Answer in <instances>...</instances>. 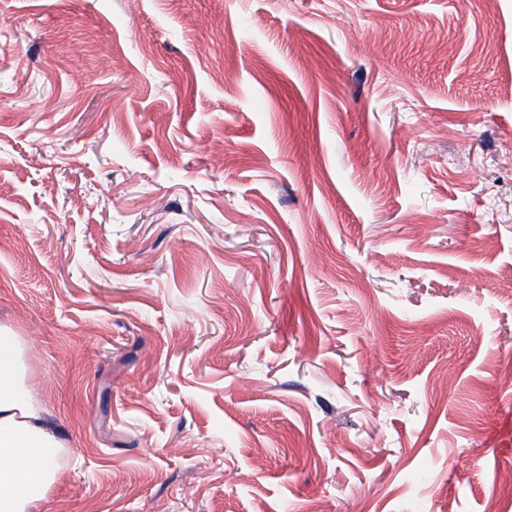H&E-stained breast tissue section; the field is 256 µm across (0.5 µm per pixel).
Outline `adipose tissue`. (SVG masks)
<instances>
[{"label": "adipose tissue", "instance_id": "obj_1", "mask_svg": "<svg viewBox=\"0 0 512 512\" xmlns=\"http://www.w3.org/2000/svg\"><path fill=\"white\" fill-rule=\"evenodd\" d=\"M59 448L25 384L18 340L0 332V512H32L46 500Z\"/></svg>", "mask_w": 512, "mask_h": 512}]
</instances>
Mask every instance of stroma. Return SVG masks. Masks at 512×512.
<instances>
[{
  "label": "stroma",
  "mask_w": 512,
  "mask_h": 512,
  "mask_svg": "<svg viewBox=\"0 0 512 512\" xmlns=\"http://www.w3.org/2000/svg\"><path fill=\"white\" fill-rule=\"evenodd\" d=\"M0 329L38 512H512V0H0ZM25 448H39L28 454ZM61 443L24 380L20 343L0 332V512H32L57 475ZM49 450V452H45Z\"/></svg>",
  "instance_id": "1"
}]
</instances>
